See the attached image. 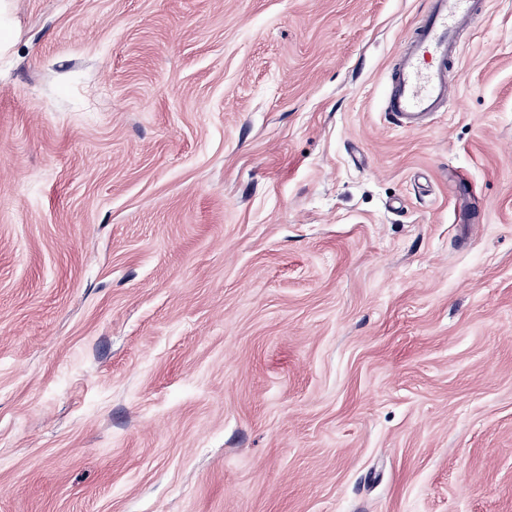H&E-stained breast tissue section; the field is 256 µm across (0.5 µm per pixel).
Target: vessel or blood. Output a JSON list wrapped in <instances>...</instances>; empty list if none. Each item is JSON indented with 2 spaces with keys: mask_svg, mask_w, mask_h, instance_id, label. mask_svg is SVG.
I'll use <instances>...</instances> for the list:
<instances>
[{
  "mask_svg": "<svg viewBox=\"0 0 512 512\" xmlns=\"http://www.w3.org/2000/svg\"><path fill=\"white\" fill-rule=\"evenodd\" d=\"M486 0H430L423 23L397 59L385 110L405 131L419 129L427 116L452 103L456 86L448 69L459 57V29L481 14Z\"/></svg>",
  "mask_w": 512,
  "mask_h": 512,
  "instance_id": "b4317fda",
  "label": "vessel or blood"
}]
</instances>
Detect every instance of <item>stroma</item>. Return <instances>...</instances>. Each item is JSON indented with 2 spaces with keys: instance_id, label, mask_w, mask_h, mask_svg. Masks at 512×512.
<instances>
[{
  "instance_id": "35a3bbf8",
  "label": "stroma",
  "mask_w": 512,
  "mask_h": 512,
  "mask_svg": "<svg viewBox=\"0 0 512 512\" xmlns=\"http://www.w3.org/2000/svg\"><path fill=\"white\" fill-rule=\"evenodd\" d=\"M7 0L0 512H512V0ZM485 0H430L423 23L398 56L385 111L405 131L452 103L456 86L448 69L459 58L457 31L485 9Z\"/></svg>"
}]
</instances>
